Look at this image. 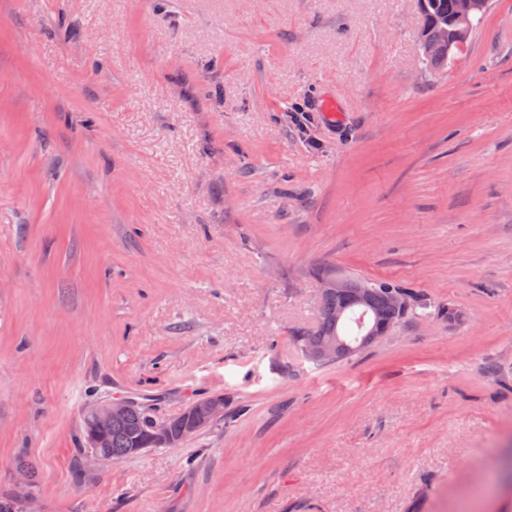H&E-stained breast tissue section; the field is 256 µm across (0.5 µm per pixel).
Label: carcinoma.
Listing matches in <instances>:
<instances>
[{"mask_svg": "<svg viewBox=\"0 0 512 512\" xmlns=\"http://www.w3.org/2000/svg\"><path fill=\"white\" fill-rule=\"evenodd\" d=\"M424 15L421 40H436L446 28L454 22L456 0H420ZM459 45L443 42L438 45L439 53L425 57L426 64L438 67L448 63V57ZM360 279H351V288L341 294L334 292L323 296L319 303V319L316 326L292 337L295 349L304 360L316 366L337 363L356 357L387 335L406 318L417 315V309L427 305L409 299V304L396 309L390 303V293L399 287L389 281H375L365 294L359 293ZM343 309L352 314L351 326H355L354 340L346 339L350 326L343 325L336 319V311ZM224 401V395L214 393L190 401L178 418L170 422L172 437H178L188 426L185 415L193 413V419L202 423V428L210 427L224 421L214 419L210 414L211 404ZM154 418L148 406H138L126 417L112 421L106 427L98 426L94 405L84 409L82 418V448L79 449V471L85 472V453L94 450L105 462L128 459L139 455L137 449L151 447L150 434ZM30 491L23 493L14 489L0 499V512H18L17 505L25 502Z\"/></svg>", "mask_w": 512, "mask_h": 512, "instance_id": "obj_1", "label": "carcinoma"}]
</instances>
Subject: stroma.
<instances>
[{"label": "stroma", "instance_id": "stroma-1", "mask_svg": "<svg viewBox=\"0 0 512 512\" xmlns=\"http://www.w3.org/2000/svg\"><path fill=\"white\" fill-rule=\"evenodd\" d=\"M0 0V495L37 512H512V0ZM427 303L302 361L317 269ZM459 312L460 320L448 318ZM228 418L79 479L91 395ZM456 2V4H455ZM421 9L424 15V25L421 32V42L428 39L423 43L426 65L431 67H438L443 64H448V57L458 49L461 44L466 42L471 33L482 22L489 7V0H420ZM456 10V20L462 28L453 31L452 38H464L466 31L465 27L469 24L470 19L477 13L485 12L474 17L469 26L468 37L459 44H452L448 51V30L452 28ZM448 27V30L444 31ZM444 31L437 49L438 54L429 55L436 51L435 41L439 39Z\"/></svg>", "mask_w": 512, "mask_h": 512}]
</instances>
